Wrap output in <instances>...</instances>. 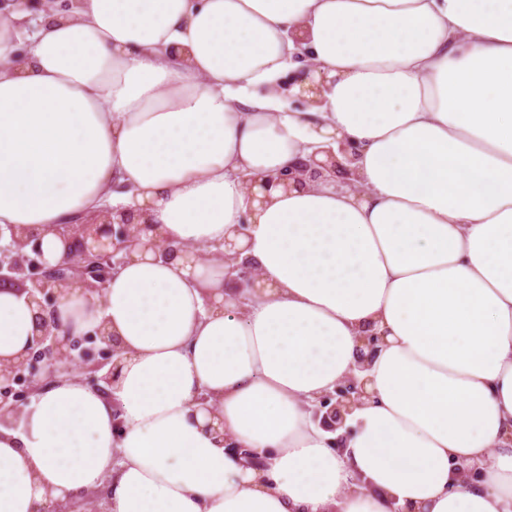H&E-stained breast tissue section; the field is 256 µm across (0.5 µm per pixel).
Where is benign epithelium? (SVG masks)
I'll use <instances>...</instances> for the list:
<instances>
[{"label": "benign epithelium", "instance_id": "7a95c632", "mask_svg": "<svg viewBox=\"0 0 512 512\" xmlns=\"http://www.w3.org/2000/svg\"><path fill=\"white\" fill-rule=\"evenodd\" d=\"M26 10H46L55 3H61V9L68 11L75 0H11ZM344 160L340 161L331 151H325L326 160L312 157L300 164V171L317 179L324 173H336L342 168L351 174V164L356 153L347 146L340 148ZM150 224H133L131 216L126 215L119 221L112 214L102 212L91 220L74 218L65 224L52 227V231L61 239L64 247L62 259L54 266L44 258L40 232L28 229H11V241L0 252V284L6 285L13 275L21 274L28 280L22 292L41 309L55 306L68 296L75 284L81 285L89 300L101 301L107 280L116 266L125 262L131 253L142 247L153 249L168 258L178 253V249L165 243L158 237H149ZM203 259L215 258L224 262V275L235 280L240 286L251 288L258 279V273L248 262L238 261V255L223 251H204L195 248ZM86 342L100 343V353L112 360V366L102 377L106 387L112 385L117 377L123 349L112 339L106 328H98L82 337L71 335L60 324L38 317L33 344L26 355L10 361H0V426L12 427L23 414L28 396L39 392L53 383L61 366H68L89 356V349L83 347ZM366 381L354 376L347 377L336 391V402L332 408L336 423H341L342 413L350 411L362 399L369 397L365 390ZM23 387L18 391L17 387Z\"/></svg>", "mask_w": 512, "mask_h": 512}]
</instances>
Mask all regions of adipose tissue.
Here are the masks:
<instances>
[{"label": "adipose tissue", "mask_w": 512, "mask_h": 512, "mask_svg": "<svg viewBox=\"0 0 512 512\" xmlns=\"http://www.w3.org/2000/svg\"><path fill=\"white\" fill-rule=\"evenodd\" d=\"M344 144L341 186L248 183ZM105 210L179 253L56 305L120 374L0 427V512L101 485L107 512H512V0H6L0 231L42 230L53 265L51 226ZM37 314L0 288V361ZM355 374L337 450L310 409ZM198 255L203 259L215 258L224 262V277H232L240 286L252 288L255 281L258 279L259 274L253 269L247 261L238 262V254L230 255L226 252L205 251L199 247L194 249Z\"/></svg>", "instance_id": "ef3b65f1"}]
</instances>
